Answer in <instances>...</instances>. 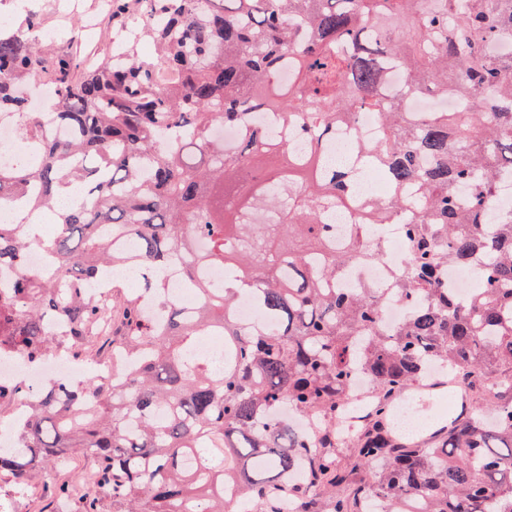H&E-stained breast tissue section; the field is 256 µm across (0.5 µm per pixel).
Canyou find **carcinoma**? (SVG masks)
I'll list each match as a JSON object with an SVG mask.
<instances>
[{
  "label": "carcinoma",
  "instance_id": "obj_1",
  "mask_svg": "<svg viewBox=\"0 0 512 512\" xmlns=\"http://www.w3.org/2000/svg\"><path fill=\"white\" fill-rule=\"evenodd\" d=\"M112 52L86 63L47 65L33 12L0 23V115L18 125L40 161L0 169V204L57 216L36 237L54 264L47 279L26 266L31 225L0 223V356L38 365L78 347L92 362L110 349L135 359L123 388L99 376L36 389L0 382V425L14 447L0 473L26 483L54 461L95 458V490L125 512H224L276 498L297 470L291 512H512V209L489 198L512 171V57L489 45L512 38V0H111ZM395 64L408 90L467 100L461 112L414 117L384 86ZM289 80H280L283 72ZM41 74L55 90L57 124L45 137L24 87ZM368 110L381 137L353 143L333 163L336 124ZM267 113L307 139L292 152L255 115ZM236 128L228 155L217 129ZM376 175L373 197L339 240L330 212L355 205L358 183ZM78 198L63 207L58 191ZM378 224H403L410 255L394 295L410 307L381 324L378 289L345 295L329 284L353 263L381 259ZM135 244L140 289L114 305L90 291ZM483 262L462 301L448 268ZM228 279L213 284L208 268ZM179 271L190 306L162 296ZM250 293L256 318L233 316ZM166 311L149 319L142 294ZM112 338L92 347L94 328ZM224 333V366L194 355ZM496 403L428 443L391 435L390 399L434 365ZM375 392L370 425L336 458V412L354 381ZM492 387L484 386V378ZM377 469L367 477L360 467Z\"/></svg>",
  "mask_w": 512,
  "mask_h": 512
}]
</instances>
